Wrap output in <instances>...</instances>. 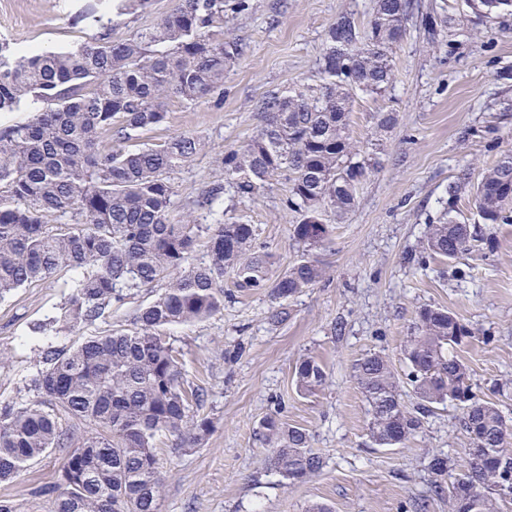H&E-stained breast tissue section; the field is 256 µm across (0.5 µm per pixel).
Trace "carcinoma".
<instances>
[{
    "instance_id": "1",
    "label": "carcinoma",
    "mask_w": 512,
    "mask_h": 512,
    "mask_svg": "<svg viewBox=\"0 0 512 512\" xmlns=\"http://www.w3.org/2000/svg\"><path fill=\"white\" fill-rule=\"evenodd\" d=\"M225 2L174 0L169 14L120 40L112 39V18L100 16V35L67 49L21 53L0 41V112H31L24 122L0 126V295L49 279L63 265L85 269L53 320L72 330L103 317L125 289L162 286L137 310L132 328L66 351H44L45 369L34 380L37 399L0 405L1 482L53 448L70 449L60 482L43 490L50 512H160L156 442L170 436L176 447H192L208 432V420L195 414L204 390L188 383L163 330L223 308L227 272L238 288L268 289L274 323L288 318L289 300L324 275L315 260L303 258L270 276L272 256L253 251L252 224L171 217L170 174L203 150L199 138L181 134L136 149L102 145L105 136L122 144L162 125L173 98L196 103L223 94L226 74L243 55L239 42L224 38ZM470 2L486 16L512 10V0ZM149 5L119 0L117 15L143 13ZM411 10V0H375L365 25L355 13H341L326 35L319 83L259 99V129L223 154L224 183L195 206L222 215L224 186L250 198L286 173L285 205L301 216L292 225L293 239L311 250L324 246L331 236L325 212L344 219L358 185L376 166L360 157L348 112L357 93L388 88L393 49ZM511 203L510 155L483 174L474 206L483 223L504 224ZM50 216H68L70 223L53 230L46 224ZM203 234L207 259L196 262ZM478 241L470 225L445 216L428 225L424 252L452 260ZM466 336L447 310L419 311L403 347L416 398L411 409L386 357L359 360L354 379L370 406L369 437L379 446L405 443L436 405H464L461 425L470 439L465 463L450 470L447 457L434 456V488L448 491L453 512H499V502L512 497V420L494 402L472 395L468 366L450 352ZM294 375L304 395L328 379L324 365L310 356L295 365ZM70 421H89L100 431L81 438ZM261 437L272 448L267 468L287 484L322 470L306 430L268 416Z\"/></svg>"
}]
</instances>
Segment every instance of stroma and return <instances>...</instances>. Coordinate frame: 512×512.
I'll list each match as a JSON object with an SVG mask.
<instances>
[{
	"label": "stroma",
	"mask_w": 512,
	"mask_h": 512,
	"mask_svg": "<svg viewBox=\"0 0 512 512\" xmlns=\"http://www.w3.org/2000/svg\"><path fill=\"white\" fill-rule=\"evenodd\" d=\"M249 12L230 15L224 36L246 45L242 60L224 80L220 102L168 104L166 122L138 132L128 148L161 144L188 134L205 148L172 175L173 214L213 184L223 182L218 158L246 142L261 123L255 106L268 91L315 83L325 35L339 13L368 21L374 0H250ZM403 40L393 50L394 76L380 96L360 94L349 113L353 139L378 152L380 165L361 185L343 220L328 217L331 241L312 257L325 275L290 300L287 321L269 322L267 289L239 290L224 278V307L212 317L168 329L182 354L190 383L203 387L200 415L211 421L196 445L157 442L163 483L160 512H308L315 503L331 512H451L434 497L433 455L458 467L469 446L454 403L440 405L414 437L395 447L369 438V405L353 378L357 360L387 357L406 404H414L401 348L426 306L453 313L470 332L454 353L470 369L476 397L495 402L512 418V221L482 224L473 186L512 154V14H475L466 0H415ZM112 15L111 0H0V40L16 50L67 48L91 41L97 26L86 12ZM439 19L428 42L423 20ZM391 112L394 126L377 128ZM457 185L449 194V185ZM289 182L274 177L251 198L225 195L230 216L255 225V248L277 256L278 270L300 259L291 236L299 217L285 206ZM476 227L479 250L455 260L417 258L428 225L443 214ZM80 270L64 267L48 280L0 298V404L32 399L29 381L43 369L46 348L69 349L76 341L130 328L138 308L157 289L129 292L105 317L76 331L47 336L35 325L57 316ZM312 356L328 381L301 394L294 377L300 358ZM274 415L306 429L311 449L324 461L305 482L285 484L265 466L270 453L260 424ZM68 457L57 448L0 482V500L16 512H49L41 488L55 483Z\"/></svg>",
	"instance_id": "1"
}]
</instances>
